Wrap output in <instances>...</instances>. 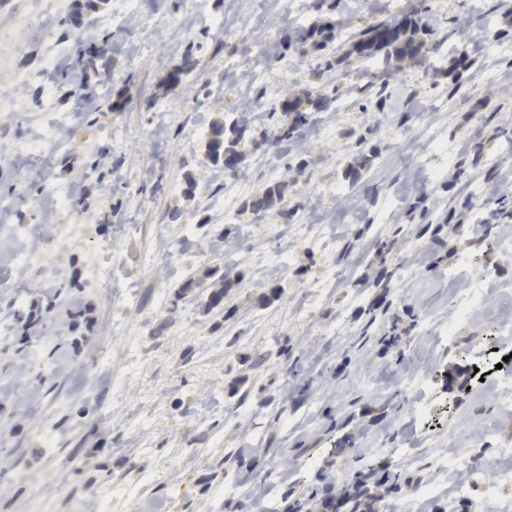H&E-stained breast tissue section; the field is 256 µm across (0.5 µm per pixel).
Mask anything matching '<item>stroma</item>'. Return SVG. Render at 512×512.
Wrapping results in <instances>:
<instances>
[{
	"instance_id": "35a3bbf8",
	"label": "stroma",
	"mask_w": 512,
	"mask_h": 512,
	"mask_svg": "<svg viewBox=\"0 0 512 512\" xmlns=\"http://www.w3.org/2000/svg\"><path fill=\"white\" fill-rule=\"evenodd\" d=\"M38 7L0 0V97L15 101L0 112V512H287L342 485L344 464L398 478L377 512H402L449 435L512 430L490 394L499 369L421 328L465 285L490 305L462 340L493 346L512 321V260L497 257L512 0H138L132 17L64 0L44 33ZM407 10L433 48L389 76L355 58L319 80L313 52L280 42L327 15L344 51ZM306 89L335 109L277 141L282 103ZM245 102L246 159L228 172L208 135ZM60 111L70 128L31 164ZM466 249L468 282L449 279ZM425 365L423 423L394 386Z\"/></svg>"
}]
</instances>
